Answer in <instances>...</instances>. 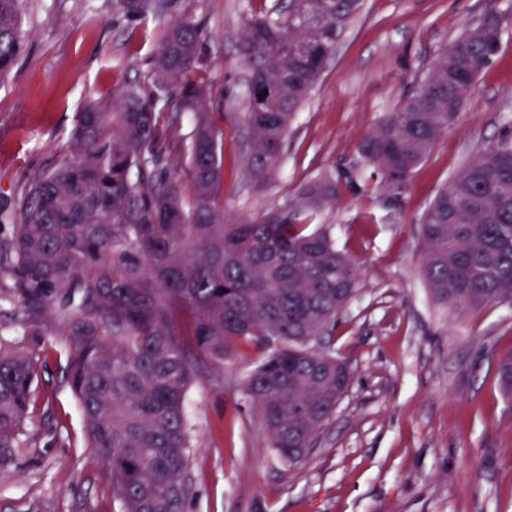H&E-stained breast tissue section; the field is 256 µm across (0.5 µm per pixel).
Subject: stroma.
I'll use <instances>...</instances> for the list:
<instances>
[{
	"label": "stroma",
	"mask_w": 512,
	"mask_h": 512,
	"mask_svg": "<svg viewBox=\"0 0 512 512\" xmlns=\"http://www.w3.org/2000/svg\"><path fill=\"white\" fill-rule=\"evenodd\" d=\"M201 26L211 116L223 129L226 219L255 218L323 170L341 200L320 216L361 269L358 292L325 346L349 361L352 381L307 459L289 466L269 446L244 390L263 356L247 345L223 371L196 354L187 394L194 495L187 512H512V404L498 362L512 355V307L436 304L422 267V216L477 153L512 138V0H364L336 57L288 132V153L264 183L247 152L248 68L237 48L250 13L274 0H181ZM501 14V47L456 122L391 205L361 141L411 96L439 54L489 7ZM26 40L0 84V209L70 153L88 102L111 106L128 86L150 92L151 60L170 17L130 22L112 0H28ZM14 304L0 329L39 358L26 443L0 468V512H117L108 472L86 446L67 383L60 337L24 335Z\"/></svg>",
	"instance_id": "obj_1"
}]
</instances>
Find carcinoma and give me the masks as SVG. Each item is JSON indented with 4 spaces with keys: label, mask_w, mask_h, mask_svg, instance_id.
I'll list each match as a JSON object with an SVG mask.
<instances>
[{
    "label": "carcinoma",
    "mask_w": 512,
    "mask_h": 512,
    "mask_svg": "<svg viewBox=\"0 0 512 512\" xmlns=\"http://www.w3.org/2000/svg\"><path fill=\"white\" fill-rule=\"evenodd\" d=\"M26 0H0V84L24 47ZM363 0H289L288 11L247 18L238 53L246 87V168L264 181L280 165L297 112L330 67ZM180 0H112L131 21L173 14ZM455 38L418 89L359 148L389 190H402L462 111L496 55L500 18ZM207 59L198 24L180 17L154 57L151 98L129 87L117 110L92 103L79 114L74 157L39 174L0 240V298L20 304L34 336L61 330L67 381L83 416L87 447L108 471L121 512H186L192 447L185 402L196 379L191 351L221 369L238 349L267 353L245 391L270 447L289 466L308 457L351 381L349 363L322 346L357 292L359 267L311 219L340 201L341 179L322 172L255 220L224 222V131L209 115L198 73ZM187 140H167L182 114ZM182 151L193 187L164 165ZM421 235L433 298L457 309L512 307V141L467 162L427 207ZM512 401V357L497 366ZM38 365L0 336V466L25 440Z\"/></svg>",
    "instance_id": "cac0c4a2"
}]
</instances>
